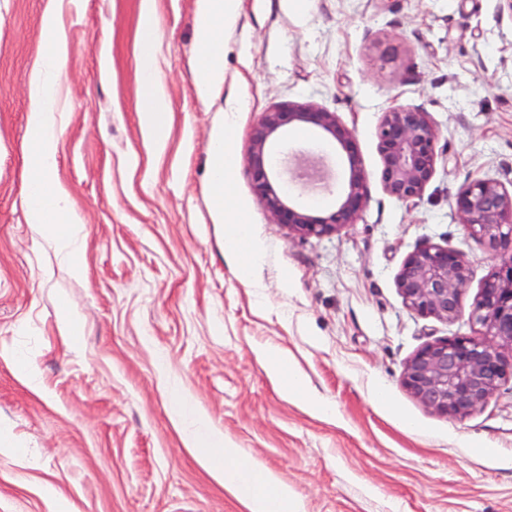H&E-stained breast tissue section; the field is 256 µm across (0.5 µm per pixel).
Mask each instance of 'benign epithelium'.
I'll return each mask as SVG.
<instances>
[{
    "instance_id": "1",
    "label": "benign epithelium",
    "mask_w": 512,
    "mask_h": 512,
    "mask_svg": "<svg viewBox=\"0 0 512 512\" xmlns=\"http://www.w3.org/2000/svg\"><path fill=\"white\" fill-rule=\"evenodd\" d=\"M290 126L313 129L345 153L348 175L334 209L315 214L297 206L275 179L273 147ZM381 178L393 197L415 202L435 174L436 130L421 108L394 106L378 125ZM254 189L273 222L301 236H324L355 223L367 206L366 174L357 140L336 114L314 103L288 104L265 113L251 138ZM455 206L474 236L488 242L498 263L482 284L471 319L483 327L478 336H455L427 344L406 363L403 384L428 410L464 417L484 407L505 381L512 379V191L491 179H477L460 190ZM468 281L463 256L428 244L406 258L396 278L405 305L421 316L453 321L462 313Z\"/></svg>"
}]
</instances>
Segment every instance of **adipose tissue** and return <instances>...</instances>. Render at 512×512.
I'll return each mask as SVG.
<instances>
[{
    "label": "adipose tissue",
    "instance_id": "ef3b65f1",
    "mask_svg": "<svg viewBox=\"0 0 512 512\" xmlns=\"http://www.w3.org/2000/svg\"><path fill=\"white\" fill-rule=\"evenodd\" d=\"M239 9V0H198L194 69L198 93L211 97L224 81L223 35ZM65 52L62 35L54 18H46L41 35L40 59L29 80L31 109L27 114V135L22 144L24 167L23 197L32 233L49 238L70 258H77L82 248L84 225L74 218V204L62 192L55 178L57 128L54 100L61 62ZM157 17L154 0H143L137 33V60L143 103L138 112L141 128L156 140H164L170 123L171 107L161 89L156 63ZM209 179L215 210L225 217L224 248L238 259L240 280L250 281L259 259L258 248L249 236L247 216L227 206L224 197L233 181L232 144L219 134L209 144ZM265 366L281 393L303 401L322 415L330 414L328 401L314 395L306 379L293 371L287 356L269 350ZM175 414L183 421L190 445L197 456L220 473L248 512H300L287 485L278 482L261 465L243 457L227 443L222 434L210 428L191 403L176 398Z\"/></svg>",
    "mask_w": 512,
    "mask_h": 512
}]
</instances>
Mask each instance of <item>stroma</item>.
<instances>
[{"instance_id":"stroma-1","label":"stroma","mask_w":512,"mask_h":512,"mask_svg":"<svg viewBox=\"0 0 512 512\" xmlns=\"http://www.w3.org/2000/svg\"><path fill=\"white\" fill-rule=\"evenodd\" d=\"M142 0H0V512H247L185 442L171 398L288 485L304 512H512V380L452 418L402 384L423 346L478 335L469 309L496 258L456 194L477 179L512 188V13L500 0H240L224 32L225 81L198 98L197 0H155L157 67L172 117L145 134L136 38ZM67 42L57 87L56 179L84 224V275L33 240L21 198L28 79L45 16ZM243 104L226 117V98ZM335 112L358 143L368 204L335 233L300 236L257 195L251 135L277 106ZM425 110L436 173L406 203L380 179L383 112ZM229 128L242 207L263 256L242 282L224 252L208 146ZM279 173L293 200L334 207L346 157L297 127ZM437 244L468 267L463 314L406 307L405 258ZM69 304L78 345L62 334ZM285 352L334 407L283 398L261 354ZM33 366L37 388L14 359ZM386 387L389 406L376 400Z\"/></svg>"}]
</instances>
